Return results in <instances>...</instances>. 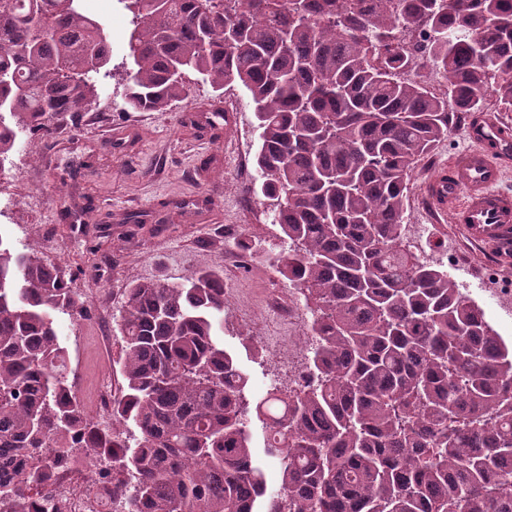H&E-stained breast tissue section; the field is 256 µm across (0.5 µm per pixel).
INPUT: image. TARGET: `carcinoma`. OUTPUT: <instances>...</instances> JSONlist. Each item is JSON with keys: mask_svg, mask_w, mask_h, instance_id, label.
<instances>
[{"mask_svg": "<svg viewBox=\"0 0 512 512\" xmlns=\"http://www.w3.org/2000/svg\"><path fill=\"white\" fill-rule=\"evenodd\" d=\"M125 107L164 110L196 74L250 98L257 193L310 303L303 387L252 403L224 348V279L136 282L120 314L112 420L74 397L58 319H82L66 270L0 240V512H48L32 485L81 460L112 469L115 512H512V346L448 270L403 249L414 164L448 102L512 110V0H120ZM445 95L403 78L418 54ZM112 45L83 0H0V158L17 133L100 102ZM280 469L267 488L248 426ZM132 472L126 488L121 476Z\"/></svg>", "mask_w": 512, "mask_h": 512, "instance_id": "cac0c4a2", "label": "carcinoma"}]
</instances>
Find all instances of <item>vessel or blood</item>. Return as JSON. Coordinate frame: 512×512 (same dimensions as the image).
<instances>
[{
    "instance_id": "vessel-or-blood-1",
    "label": "vessel or blood",
    "mask_w": 512,
    "mask_h": 512,
    "mask_svg": "<svg viewBox=\"0 0 512 512\" xmlns=\"http://www.w3.org/2000/svg\"><path fill=\"white\" fill-rule=\"evenodd\" d=\"M468 148L454 154L425 182L434 213L451 216L465 236L512 258V193L500 184L512 169V129L485 112L466 126Z\"/></svg>"
}]
</instances>
